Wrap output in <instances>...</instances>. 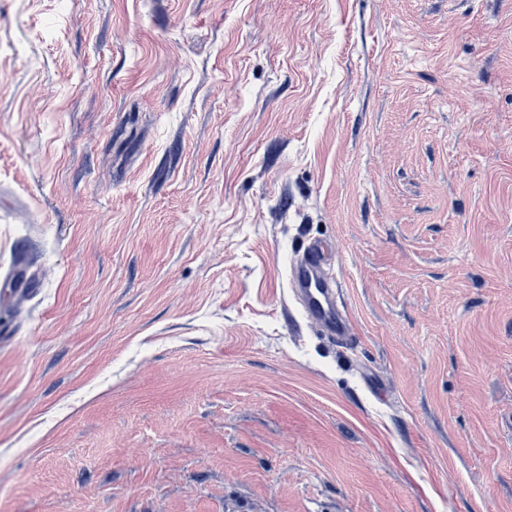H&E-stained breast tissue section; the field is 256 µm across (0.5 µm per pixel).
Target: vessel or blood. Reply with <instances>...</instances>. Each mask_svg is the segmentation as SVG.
Here are the masks:
<instances>
[{
  "mask_svg": "<svg viewBox=\"0 0 512 512\" xmlns=\"http://www.w3.org/2000/svg\"><path fill=\"white\" fill-rule=\"evenodd\" d=\"M328 261L326 246L311 242L305 260L290 267L288 281L305 317L346 346L352 342L353 327L341 301V284L329 274Z\"/></svg>",
  "mask_w": 512,
  "mask_h": 512,
  "instance_id": "obj_1",
  "label": "vessel or blood"
}]
</instances>
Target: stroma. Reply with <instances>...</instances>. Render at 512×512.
<instances>
[{
	"label": "stroma",
	"mask_w": 512,
	"mask_h": 512,
	"mask_svg": "<svg viewBox=\"0 0 512 512\" xmlns=\"http://www.w3.org/2000/svg\"><path fill=\"white\" fill-rule=\"evenodd\" d=\"M21 270L0 512H512V0H0ZM305 251V260L289 268L291 291L310 322L323 328L341 345L347 346L352 342L353 327L341 301L340 281L327 271V247L314 241L307 245Z\"/></svg>",
	"instance_id": "stroma-1"
}]
</instances>
